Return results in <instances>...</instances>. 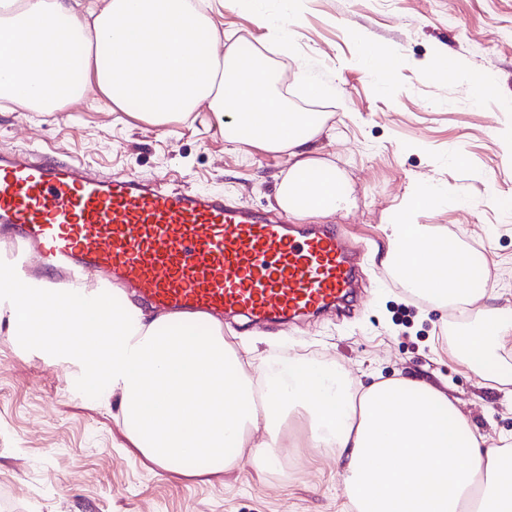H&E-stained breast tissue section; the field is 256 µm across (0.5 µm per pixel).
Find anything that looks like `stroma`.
Here are the masks:
<instances>
[{
    "label": "stroma",
    "instance_id": "stroma-1",
    "mask_svg": "<svg viewBox=\"0 0 512 512\" xmlns=\"http://www.w3.org/2000/svg\"><path fill=\"white\" fill-rule=\"evenodd\" d=\"M207 14L223 40L262 51L293 107L327 113L312 147L354 197L330 221L365 248L361 301L349 316L328 311L267 328L228 319L225 336L256 348L265 369L295 358L327 365L347 384L375 374L427 380L489 443L511 434L512 408L455 350V312L409 298L380 260L384 227L399 221L412 191L446 188L447 201L419 223L481 249L492 305L512 312V0H305L284 44L235 0H209ZM367 48L395 69L369 70ZM448 61L449 81L438 74ZM477 74L496 86L479 102ZM311 79L329 87L314 103L302 95ZM0 148L221 195L268 215L280 212L275 194L288 168L286 155L237 150L207 109L157 126L113 110L95 88L59 112L0 106ZM81 376L80 365L21 342L0 321V500L9 512H349L340 462L305 448L300 422L283 427L277 463L186 477L146 459L117 403L88 400Z\"/></svg>",
    "mask_w": 512,
    "mask_h": 512
}]
</instances>
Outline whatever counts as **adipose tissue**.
<instances>
[{
	"label": "adipose tissue",
	"mask_w": 512,
	"mask_h": 512,
	"mask_svg": "<svg viewBox=\"0 0 512 512\" xmlns=\"http://www.w3.org/2000/svg\"><path fill=\"white\" fill-rule=\"evenodd\" d=\"M93 86L158 126L207 107L239 149L287 155L275 199L288 215L329 217L350 203L335 166L310 151L326 113L292 107L260 53L222 44L196 0H107L98 10L81 0H0V99L57 112ZM444 201L440 188H417L399 223L385 227L381 264L400 280L425 275L435 308L484 312L457 344L471 370L500 383L497 352L512 347V319L487 313L490 296L476 286L485 264L416 220ZM2 314L15 335L82 364L85 395L118 398L133 445L169 471L188 460L198 475L246 457L274 463L293 419L305 423L306 447L336 450L352 512H512V447L487 444L429 381L350 391L328 367L301 362L269 375L251 348L226 339L223 323L171 326L131 302H63L33 288L21 300L0 293Z\"/></svg>",
	"instance_id": "1"
}]
</instances>
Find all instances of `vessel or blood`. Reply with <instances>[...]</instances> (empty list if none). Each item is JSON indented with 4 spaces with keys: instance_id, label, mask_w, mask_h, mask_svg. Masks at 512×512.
<instances>
[{
    "instance_id": "b4317fda",
    "label": "vessel or blood",
    "mask_w": 512,
    "mask_h": 512,
    "mask_svg": "<svg viewBox=\"0 0 512 512\" xmlns=\"http://www.w3.org/2000/svg\"><path fill=\"white\" fill-rule=\"evenodd\" d=\"M0 250L20 290L127 288L161 314L277 323L350 313L359 249L328 224L296 226L223 197L73 161L0 154Z\"/></svg>"
}]
</instances>
